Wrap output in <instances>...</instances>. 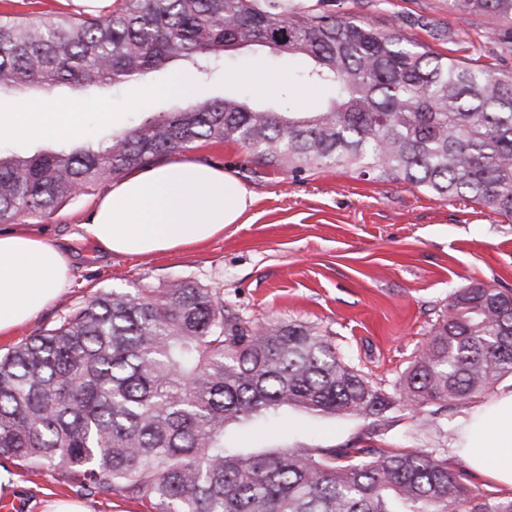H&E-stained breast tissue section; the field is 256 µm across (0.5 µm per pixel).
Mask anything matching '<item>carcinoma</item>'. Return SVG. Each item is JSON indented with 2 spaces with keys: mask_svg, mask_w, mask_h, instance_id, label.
Instances as JSON below:
<instances>
[{
  "mask_svg": "<svg viewBox=\"0 0 512 512\" xmlns=\"http://www.w3.org/2000/svg\"><path fill=\"white\" fill-rule=\"evenodd\" d=\"M325 0H120L106 15L0 19V93L96 90L172 62L196 95L96 145L0 153V224L49 217L65 199L127 171L236 143L293 177L336 166L469 200L512 217V77L400 33L336 15ZM458 19L512 20V0H448ZM252 47L308 62L298 78L330 87L317 111L240 94L211 96L210 64ZM512 376V293L461 288L400 385L416 413L466 403ZM392 404L308 322L252 324L224 289L178 280L112 288L0 355V467L56 464L82 487L146 498L154 512H512L448 469L438 448L224 447L231 424L279 407L355 416Z\"/></svg>",
  "mask_w": 512,
  "mask_h": 512,
  "instance_id": "1",
  "label": "carcinoma"
}]
</instances>
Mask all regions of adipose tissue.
Listing matches in <instances>:
<instances>
[{"label":"adipose tissue","mask_w":512,"mask_h":512,"mask_svg":"<svg viewBox=\"0 0 512 512\" xmlns=\"http://www.w3.org/2000/svg\"><path fill=\"white\" fill-rule=\"evenodd\" d=\"M73 113L15 112L0 135L42 136L71 127ZM253 194L221 166L175 159L128 175L99 196L76 236L116 254L151 255L191 247L241 223ZM70 253L23 227L0 230V333L35 318L71 280ZM492 488L512 499V388L473 405L453 446Z\"/></svg>","instance_id":"adipose-tissue-1"}]
</instances>
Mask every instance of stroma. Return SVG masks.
<instances>
[{"label": "stroma", "instance_id": "stroma-1", "mask_svg": "<svg viewBox=\"0 0 512 512\" xmlns=\"http://www.w3.org/2000/svg\"><path fill=\"white\" fill-rule=\"evenodd\" d=\"M329 8L512 76L510 20L481 14L462 24L449 13L448 0H329ZM306 67L304 60L252 48L226 56L210 76L208 90L215 97L240 92L283 110L310 111L330 91L301 82L298 75ZM186 72L181 62L173 61L146 79L105 88L82 101L71 88H60L52 96L53 111L66 112L74 101L82 103L74 128L37 140L3 135L0 151L31 154L64 139L106 140L124 132L142 110L176 111L184 98L166 95L164 89ZM257 72L269 77V87L253 82ZM149 86L155 95L146 94ZM190 155L222 166L252 191L248 223L229 225L223 236L188 250L137 257L103 252L92 241L74 238L98 189L66 200L50 217L26 219L31 231L69 248L73 278L34 320L0 335L1 354L53 327L102 290L154 288L190 279L222 288L225 303L244 320H297L329 330L352 365L393 397L456 290L485 284L512 292V220L477 204L340 168L296 178L259 170L247 151L234 144H203ZM461 411V405L440 402L430 406L422 422L396 405L377 418L283 407L269 424L227 428L224 443L247 454L302 444L391 451L445 448ZM77 482L66 467H51L33 478L15 465L0 495L17 501L20 512H45L51 499L76 497L87 512L150 508L147 501L118 493L77 495Z\"/></svg>", "mask_w": 512, "mask_h": 512}]
</instances>
